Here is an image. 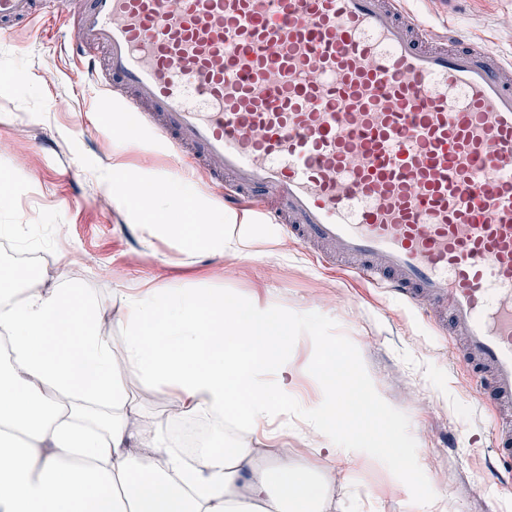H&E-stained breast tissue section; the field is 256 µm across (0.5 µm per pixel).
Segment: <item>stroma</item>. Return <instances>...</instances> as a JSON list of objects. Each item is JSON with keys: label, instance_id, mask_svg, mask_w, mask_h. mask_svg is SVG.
Returning <instances> with one entry per match:
<instances>
[{"label": "stroma", "instance_id": "obj_1", "mask_svg": "<svg viewBox=\"0 0 512 512\" xmlns=\"http://www.w3.org/2000/svg\"><path fill=\"white\" fill-rule=\"evenodd\" d=\"M78 0H64L50 26L22 24L0 40V257L46 265L49 288H83L97 314L121 336L123 291L147 282L188 292H232L243 300L336 321L337 334L359 350L378 394L404 412L418 463L436 494L432 512H512V498L479 491L494 463L499 417L477 406L473 373L456 356L426 309L324 264L305 244L256 221L250 202L231 206L204 173L190 183L191 206L227 224L245 225L249 256H222L153 234L159 210L139 207L117 189L137 179L167 195L181 180L182 159L158 144L127 139L111 113L99 111L95 76L74 58L67 32ZM430 36L460 28L486 53L512 58V0H401ZM277 446L299 470L321 479L329 512H417L407 486L382 464L354 465L320 449L299 418L283 421Z\"/></svg>", "mask_w": 512, "mask_h": 512}]
</instances>
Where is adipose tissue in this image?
I'll list each match as a JSON object with an SVG mask.
<instances>
[{
    "mask_svg": "<svg viewBox=\"0 0 512 512\" xmlns=\"http://www.w3.org/2000/svg\"><path fill=\"white\" fill-rule=\"evenodd\" d=\"M156 230L220 254L250 245L230 224ZM123 308L115 340L83 289L22 292L0 277V512H324L320 480L258 438L288 411L295 319L173 288L124 296ZM130 375L170 403L168 416L133 401ZM189 416L251 435L189 456L170 434Z\"/></svg>",
    "mask_w": 512,
    "mask_h": 512,
    "instance_id": "ef3b65f1",
    "label": "adipose tissue"
}]
</instances>
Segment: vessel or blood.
<instances>
[{
  "mask_svg": "<svg viewBox=\"0 0 512 512\" xmlns=\"http://www.w3.org/2000/svg\"><path fill=\"white\" fill-rule=\"evenodd\" d=\"M60 0H0V34ZM394 0H84L73 46L126 126L163 137L263 223L429 299L512 408V68Z\"/></svg>",
  "mask_w": 512,
  "mask_h": 512,
  "instance_id": "b4317fda",
  "label": "vessel or blood"
}]
</instances>
